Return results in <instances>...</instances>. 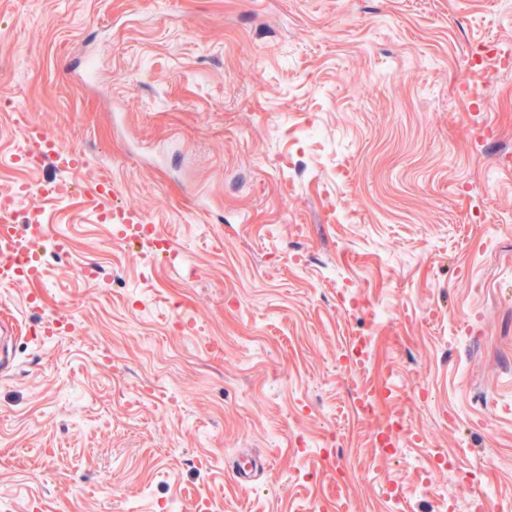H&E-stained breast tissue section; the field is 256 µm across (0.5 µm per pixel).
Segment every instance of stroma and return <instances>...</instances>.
<instances>
[{
  "label": "stroma",
  "instance_id": "stroma-1",
  "mask_svg": "<svg viewBox=\"0 0 512 512\" xmlns=\"http://www.w3.org/2000/svg\"><path fill=\"white\" fill-rule=\"evenodd\" d=\"M508 57L512 0H0V192L56 180L37 206L73 266L0 289V512L512 503ZM30 123L83 166L17 163ZM100 180L166 250L114 239ZM361 337L368 418L337 362ZM395 415L417 438L377 457ZM240 452L269 459L249 487Z\"/></svg>",
  "mask_w": 512,
  "mask_h": 512
}]
</instances>
